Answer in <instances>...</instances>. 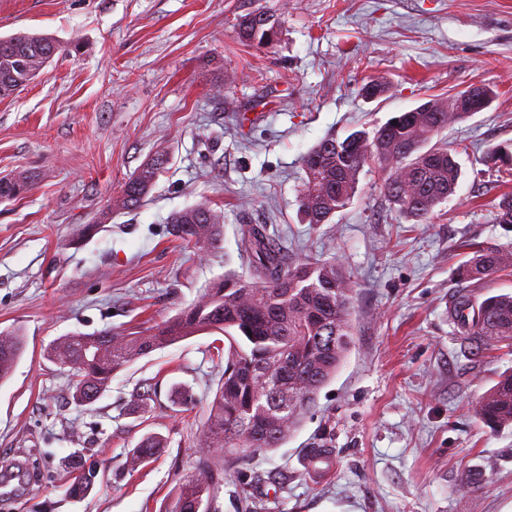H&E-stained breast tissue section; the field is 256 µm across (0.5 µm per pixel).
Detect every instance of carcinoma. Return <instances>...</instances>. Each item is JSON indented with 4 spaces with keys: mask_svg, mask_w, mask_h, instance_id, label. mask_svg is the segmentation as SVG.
Returning <instances> with one entry per match:
<instances>
[{
    "mask_svg": "<svg viewBox=\"0 0 512 512\" xmlns=\"http://www.w3.org/2000/svg\"><path fill=\"white\" fill-rule=\"evenodd\" d=\"M240 38L272 44L280 29L271 16L252 11L238 22ZM64 47L39 33L0 38V98L36 78ZM491 100L493 91L475 86L450 99L429 100L414 112H399L373 132L355 131L343 139L328 136L301 157L304 171L300 208L308 224H327L354 197L362 170L374 163L384 172L385 197L398 212L426 222L436 206L454 194L458 167L446 144L432 138L466 118L464 98ZM166 155L155 154L123 184L114 201L121 210L140 208L155 186ZM32 187L22 172L0 179V196L17 198ZM495 222L512 227V194L498 205ZM171 234L207 254L223 241L224 213L203 202L171 215ZM251 275L226 274L211 281L175 316L150 333L104 329L94 335L62 336L46 349L49 360L70 368L73 399L91 404L112 377L131 362L199 333L224 336V372L203 432L195 471L180 479L172 512H219L214 490L233 464H247L280 447L315 404L319 391L335 376L354 344L353 289L334 262L307 258L289 263L261 226L241 240ZM459 268L461 281H482L512 271V250L470 245ZM460 353L473 360L485 351L512 348V294L474 304L460 288L448 308ZM25 352L18 330L0 332V366L15 367ZM477 414L491 428H512V372L499 377L481 397ZM166 440L144 436L129 452L135 471L155 457ZM74 480L96 478L82 456L67 462Z\"/></svg>",
    "mask_w": 512,
    "mask_h": 512,
    "instance_id": "obj_1",
    "label": "carcinoma"
}]
</instances>
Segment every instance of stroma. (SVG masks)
<instances>
[{
  "label": "stroma",
  "mask_w": 512,
  "mask_h": 512,
  "mask_svg": "<svg viewBox=\"0 0 512 512\" xmlns=\"http://www.w3.org/2000/svg\"><path fill=\"white\" fill-rule=\"evenodd\" d=\"M255 10L280 24L260 49L238 38ZM19 31L80 49L0 99V177L34 175L0 200V331L26 338L0 383V512H171L224 370L213 335L134 361L86 406L41 352L67 334L151 328L224 273L247 274L251 225L288 260L342 266L355 343L288 441L229 471L220 512H512V429L475 412L512 353L468 361L448 321L463 242L512 248L495 221L512 168L488 159L512 141V0H0V37ZM371 80L387 84L374 101L360 92ZM482 85L489 105L441 135L461 176L427 223L396 211L375 166L330 223L304 222L301 157L320 140ZM159 152L168 162L144 205L102 220ZM201 202L224 212L208 254L167 224ZM151 432L166 448L130 471ZM311 448L332 449L335 470L312 474ZM75 452L99 466L79 499L62 465Z\"/></svg>",
  "instance_id": "1"
}]
</instances>
